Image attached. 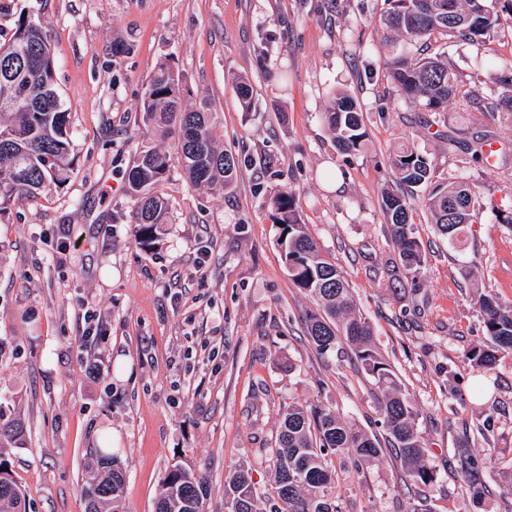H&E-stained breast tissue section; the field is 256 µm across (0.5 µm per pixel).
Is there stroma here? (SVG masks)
I'll use <instances>...</instances> for the list:
<instances>
[{"mask_svg":"<svg viewBox=\"0 0 512 512\" xmlns=\"http://www.w3.org/2000/svg\"><path fill=\"white\" fill-rule=\"evenodd\" d=\"M389 0H13L50 36L74 171L57 190L15 200L0 215V398L26 424L24 445L0 446L27 512H83L87 449L101 431L127 476L122 512H154L166 473L181 466L208 485L206 512H226L230 470L249 466L261 512L274 503L272 448L289 403L332 410L381 433L371 377L351 353L319 355L305 322L311 297L294 286L270 199L294 188L295 208L322 255L344 272L374 340L417 413L428 484L405 477L393 451L356 465L329 456L341 512H512V353L479 374L467 354L486 342L478 297L512 303V112H480L505 95L491 70L512 67V0H499L492 50L455 37L392 45L380 19ZM442 53L470 99L425 111L396 92L392 53ZM166 63L184 103H206L219 145L240 161L217 191L186 179L173 135L138 107ZM253 88L250 112L237 96ZM363 115V150L340 154L322 120L336 92ZM497 145L475 162L474 141ZM413 146L441 179L476 186L483 203L460 241L438 235L420 194L412 221L426 253L419 277L395 271L397 251L380 190L392 159ZM170 156L162 187L168 222L140 245L125 172L146 148ZM79 249L59 253L63 235ZM102 336L84 338L88 319ZM493 423L482 437L485 423ZM480 456L474 502L456 450Z\"/></svg>","mask_w":512,"mask_h":512,"instance_id":"1","label":"stroma"}]
</instances>
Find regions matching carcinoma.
<instances>
[{
	"instance_id": "obj_1",
	"label": "carcinoma",
	"mask_w": 512,
	"mask_h": 512,
	"mask_svg": "<svg viewBox=\"0 0 512 512\" xmlns=\"http://www.w3.org/2000/svg\"><path fill=\"white\" fill-rule=\"evenodd\" d=\"M496 0H395L392 11L382 19L391 38L429 41L452 33L464 41L481 38L491 46L498 34ZM390 77L405 97L424 102L430 112L447 110L461 94V85L448 64L436 56H396L387 63ZM54 57L40 21L30 16L17 19L13 37L0 43V212L15 200L32 197L64 184L73 160L67 131L68 113L54 83ZM150 126L173 127L178 131L177 150L191 183L224 190L237 179L238 159L216 146L212 113L184 106L178 80L165 63L158 64L140 103ZM328 130L343 153L357 151L367 136L354 98L338 92L324 113ZM169 155L158 149L142 151L126 172L128 191L139 197L134 213L139 243L152 248L161 225L167 223V204L161 190L169 168ZM399 185L428 190L424 206L430 211L440 234L457 237L478 220L482 205L468 183H434L435 169L413 147L393 159ZM382 210L390 226L402 268L417 277L425 268L411 205L402 189L381 192ZM295 194L283 187L272 205L279 225V245L293 284L311 296L318 312L308 316L307 335L316 351L324 355L348 347L377 385L378 412L382 416L390 448L405 476L417 483L433 480L423 463L417 412L391 365L378 350L368 320L354 303L349 284L335 264L323 259L314 240L300 224L294 207ZM487 345L473 349L468 360L477 371H491L500 353L512 352V305L492 294L479 297ZM24 423L0 405V443L23 444ZM351 452L366 463L383 452L378 438L354 429L330 410L288 404L280 423L275 458L274 512H340L328 490L336 473L328 468L330 453ZM93 478L81 490L84 512H119L126 480L119 460L97 448L86 453ZM460 468L474 498L483 490V470L497 465L493 453L476 458L468 449L459 451ZM0 461V512H26L24 495ZM227 512H257L250 469L239 466L225 484ZM207 486L203 478L182 467L171 468L163 480V492L155 512H205Z\"/></svg>"
}]
</instances>
